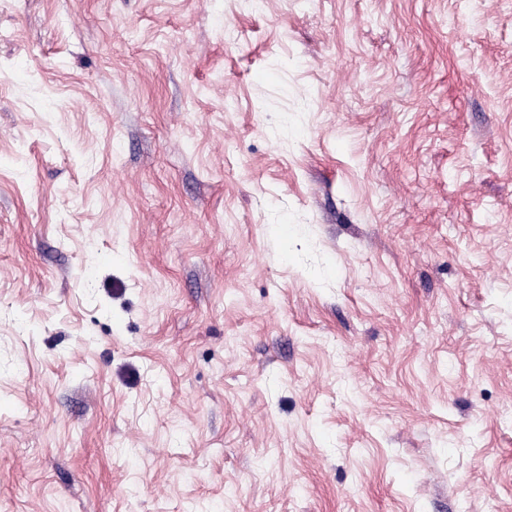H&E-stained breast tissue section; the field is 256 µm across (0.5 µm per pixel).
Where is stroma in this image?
I'll list each match as a JSON object with an SVG mask.
<instances>
[{
	"label": "stroma",
	"instance_id": "35a3bbf8",
	"mask_svg": "<svg viewBox=\"0 0 512 512\" xmlns=\"http://www.w3.org/2000/svg\"><path fill=\"white\" fill-rule=\"evenodd\" d=\"M0 512H512V0H0Z\"/></svg>",
	"mask_w": 512,
	"mask_h": 512
}]
</instances>
